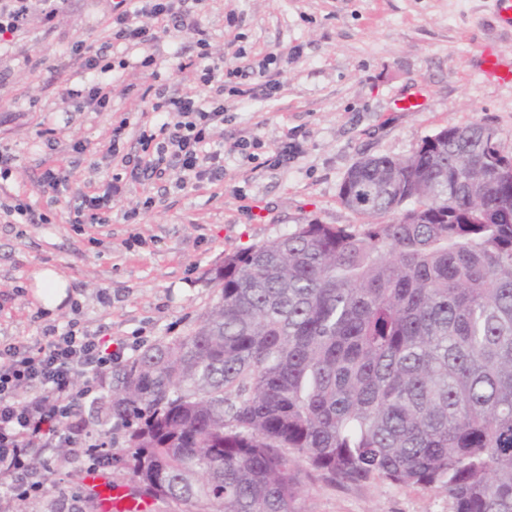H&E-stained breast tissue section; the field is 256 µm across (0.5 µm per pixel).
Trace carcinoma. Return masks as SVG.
<instances>
[{
	"label": "carcinoma",
	"instance_id": "carcinoma-1",
	"mask_svg": "<svg viewBox=\"0 0 512 512\" xmlns=\"http://www.w3.org/2000/svg\"><path fill=\"white\" fill-rule=\"evenodd\" d=\"M366 222L227 255L183 336L112 371L137 512H298V466L512 512V156L482 122L356 163Z\"/></svg>",
	"mask_w": 512,
	"mask_h": 512
}]
</instances>
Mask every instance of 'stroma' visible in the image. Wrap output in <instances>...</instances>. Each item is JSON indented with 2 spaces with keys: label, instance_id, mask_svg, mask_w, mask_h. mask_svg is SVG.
Returning <instances> with one entry per match:
<instances>
[{
  "label": "stroma",
  "instance_id": "1",
  "mask_svg": "<svg viewBox=\"0 0 512 512\" xmlns=\"http://www.w3.org/2000/svg\"><path fill=\"white\" fill-rule=\"evenodd\" d=\"M495 0H208L203 23L213 60L233 52L268 50L284 66L277 95L227 99L223 142L258 138L256 160L228 151L224 182L196 190L131 187L112 206V222L91 231L68 224L72 194L39 192L44 133L90 174L91 155L73 143H97L120 116L131 118L124 147L139 149V126L156 115L139 92L149 80L135 68L109 72L112 109L62 112L55 92L65 73L55 58L74 41L100 44L106 0H71L54 31L32 23L28 46L46 60L39 68L10 60L0 87V151L15 167L0 192L32 204L45 224L0 223V341L42 338L50 326L74 320L123 344L133 360L158 341L184 335L216 299L212 276L226 255L292 232L296 225L356 224L339 200L340 184L364 156H410L442 128L486 123L501 150L512 154V84L485 72L494 51L512 70V28L496 19ZM296 155L266 164L286 134ZM152 208H144L146 197ZM136 219H128V212ZM56 271L68 282L69 302L49 312L33 297V273ZM109 302H102V295ZM63 448L44 461L49 482L42 496L16 503V512H83L88 475L72 470ZM301 512H451L440 488L395 485L381 479L332 481L301 468Z\"/></svg>",
  "mask_w": 512,
  "mask_h": 512
}]
</instances>
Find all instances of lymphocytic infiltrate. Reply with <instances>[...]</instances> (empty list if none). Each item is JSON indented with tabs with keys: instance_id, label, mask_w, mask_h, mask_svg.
I'll return each mask as SVG.
<instances>
[{
	"instance_id": "1",
	"label": "lymphocytic infiltrate",
	"mask_w": 512,
	"mask_h": 512,
	"mask_svg": "<svg viewBox=\"0 0 512 512\" xmlns=\"http://www.w3.org/2000/svg\"><path fill=\"white\" fill-rule=\"evenodd\" d=\"M206 0H112L104 46L78 41L57 58L60 70L73 72L57 90L58 99L77 112H102L110 107L112 84L105 80L111 64L105 50L124 44L148 69L151 85L143 90L160 121L142 129L140 153H121L119 143L131 124L121 117L95 150L92 178L77 182L76 202L69 212L73 224L92 227L112 221V204L123 198L127 185H152L177 171L176 186L197 188L224 180V146L217 142L224 123V95L252 97L255 87L265 95L277 92V54H261L243 64L210 58L208 32L202 15ZM69 0H0V57L26 55L23 36L32 20L45 30L56 26ZM183 33L195 39L197 57L178 59L175 71L192 88L172 92L160 83L152 48L161 37ZM110 338L76 329L50 328L40 339L18 338L0 343V512H14L17 501L45 490L47 476L38 464L50 449L69 450L81 468L100 469L105 449L93 447L82 415L86 399L95 397L99 379L120 359Z\"/></svg>"
}]
</instances>
